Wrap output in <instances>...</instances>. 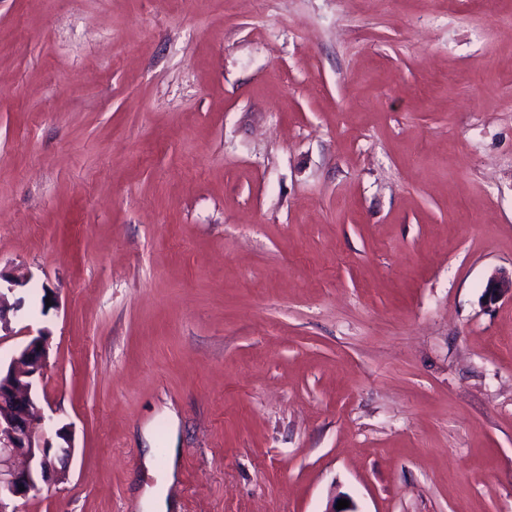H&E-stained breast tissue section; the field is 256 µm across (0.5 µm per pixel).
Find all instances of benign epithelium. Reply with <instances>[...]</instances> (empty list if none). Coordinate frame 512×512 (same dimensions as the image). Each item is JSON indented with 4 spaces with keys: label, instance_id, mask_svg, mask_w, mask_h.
Wrapping results in <instances>:
<instances>
[{
    "label": "benign epithelium",
    "instance_id": "1",
    "mask_svg": "<svg viewBox=\"0 0 512 512\" xmlns=\"http://www.w3.org/2000/svg\"><path fill=\"white\" fill-rule=\"evenodd\" d=\"M0 332L11 331V317L24 307L20 296L28 284L25 275L0 272ZM512 295V271L501 270L487 282L485 297L493 303ZM43 329L21 348L7 366L0 365V512H18L17 500L27 497L39 483L67 480L73 450L68 427L54 425L37 409L33 387L42 378L48 359Z\"/></svg>",
    "mask_w": 512,
    "mask_h": 512
}]
</instances>
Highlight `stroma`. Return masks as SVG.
Returning a JSON list of instances; mask_svg holds the SVG:
<instances>
[{"instance_id": "1", "label": "stroma", "mask_w": 512, "mask_h": 512, "mask_svg": "<svg viewBox=\"0 0 512 512\" xmlns=\"http://www.w3.org/2000/svg\"><path fill=\"white\" fill-rule=\"evenodd\" d=\"M512 0H0L19 512H512ZM53 305L44 306V293ZM506 294H510L512 298V271L501 270L488 280L485 297L489 303H493ZM47 336L49 330H41L6 367L0 361V512L19 511L17 500L40 482L63 483L69 475L74 446L68 427L41 414L33 393L47 364ZM167 453L169 458V468L164 472L162 480L149 491L144 499L142 509L146 510V512L152 511L150 509L168 507L165 502V495L167 487L174 480L176 448H168V450H166V455Z\"/></svg>"}]
</instances>
